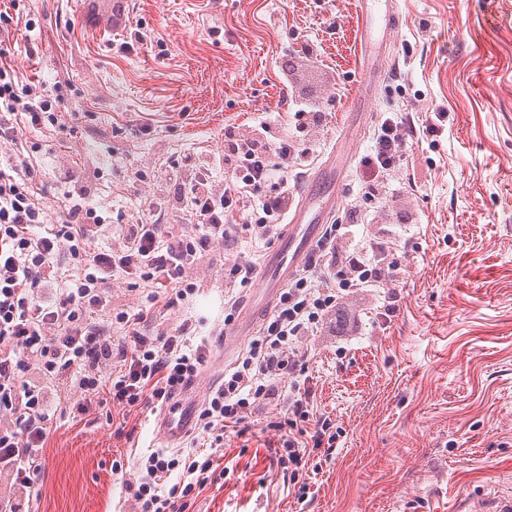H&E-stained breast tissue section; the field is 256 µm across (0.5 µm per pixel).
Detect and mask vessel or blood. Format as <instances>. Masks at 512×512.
<instances>
[{"mask_svg":"<svg viewBox=\"0 0 512 512\" xmlns=\"http://www.w3.org/2000/svg\"><path fill=\"white\" fill-rule=\"evenodd\" d=\"M342 167V155H332L318 169L299 203L289 213L279 246L267 255L260 269L259 287L251 303L241 311L237 323L224 331L225 352H232L246 336L254 333L262 311L273 305L281 288L287 285L315 249L324 221L344 198ZM200 401L197 382H189L163 417L158 428L160 439L176 444L190 428Z\"/></svg>","mask_w":512,"mask_h":512,"instance_id":"b4317fda","label":"vessel or blood"}]
</instances>
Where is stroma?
I'll list each match as a JSON object with an SVG mask.
<instances>
[{"mask_svg": "<svg viewBox=\"0 0 512 512\" xmlns=\"http://www.w3.org/2000/svg\"><path fill=\"white\" fill-rule=\"evenodd\" d=\"M362 0H129V24L107 22L109 0H0L16 27L20 76L78 101L73 133L26 132L49 215L85 187L98 211L136 222L164 203L174 162H210L224 182V129L249 134L287 121L293 102L324 112L311 132L320 164L352 126L346 223L362 205L364 169L383 113L441 112L392 175L399 191L369 205L357 235L394 231L402 271L391 288L344 296L309 343L313 412L345 431L309 472L305 501L277 470L268 407L246 438L224 442L223 480L189 512H418L447 487L450 512H512V0H378L382 44L365 30ZM34 30H27V21ZM224 248L196 275L199 292L157 306L146 330L191 322L207 344L203 392L224 379ZM392 313H385L386 303ZM158 413L102 407L58 419L41 452L31 512H132L113 461L132 471L162 448Z\"/></svg>", "mask_w": 512, "mask_h": 512, "instance_id": "35a3bbf8", "label": "stroma"}]
</instances>
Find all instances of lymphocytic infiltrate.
<instances>
[{
	"instance_id": "lymphocytic-infiltrate-1",
	"label": "lymphocytic infiltrate",
	"mask_w": 512,
	"mask_h": 512,
	"mask_svg": "<svg viewBox=\"0 0 512 512\" xmlns=\"http://www.w3.org/2000/svg\"><path fill=\"white\" fill-rule=\"evenodd\" d=\"M9 20L0 14V477L17 496L0 498V512H26L24 495L34 486L57 412L71 404L84 412L103 396L125 407L150 403L160 409L203 367L207 349L188 346V327L151 336L141 325L157 304L171 307L197 292L194 272L215 245L229 252L225 287L250 286L256 266L237 244L245 238L268 244L280 236L293 201L292 179L316 151L308 129L321 115L300 108L290 128L266 118L250 135L225 129L223 185L211 180L207 166L190 164L173 202L148 207L137 223L124 226L117 244L92 252L88 242L108 233L111 217L77 197L52 220L34 196L35 174L20 151L23 130L62 128L66 97L45 96L22 82L8 50L14 38ZM414 130L408 112L381 122L363 160L367 199H381ZM236 211L245 223H230ZM169 212L185 215L187 225L173 230L165 222ZM364 221L353 213L351 224ZM351 224L327 228L317 251L198 411L197 428L213 437L209 451L193 444L138 458L133 478L124 482L134 512H186L223 478L226 432L237 431L265 406L280 410L268 423L280 433L276 464L296 485L297 496H305L300 480L310 457L332 455L343 430L329 418L310 417L303 343L350 289L386 287L401 270L391 247L375 236L338 252L336 242ZM64 257L73 265L66 285L58 280ZM118 278L143 291L137 313L113 310L107 288ZM116 329L123 335L118 349L112 346ZM68 387L80 391L81 404L65 395Z\"/></svg>"
}]
</instances>
